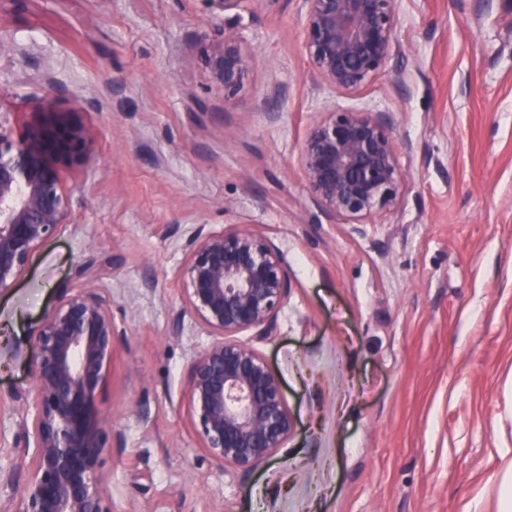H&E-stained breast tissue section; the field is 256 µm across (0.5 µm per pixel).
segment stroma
Listing matches in <instances>:
<instances>
[{
  "instance_id": "1",
  "label": "stroma",
  "mask_w": 512,
  "mask_h": 512,
  "mask_svg": "<svg viewBox=\"0 0 512 512\" xmlns=\"http://www.w3.org/2000/svg\"><path fill=\"white\" fill-rule=\"evenodd\" d=\"M401 51L350 94L316 82L297 0H247L254 51L225 100L201 0H0V109L46 94L97 137L64 172L71 221L0 293V394L29 387L31 328L91 268L123 334L97 403L111 512H499L512 450V0H400ZM395 112L397 208L346 224L298 155L327 108ZM244 224L292 288L267 337L295 430L250 475L218 468L188 409L211 340L179 293L197 225Z\"/></svg>"
}]
</instances>
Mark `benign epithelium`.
<instances>
[{"mask_svg": "<svg viewBox=\"0 0 512 512\" xmlns=\"http://www.w3.org/2000/svg\"><path fill=\"white\" fill-rule=\"evenodd\" d=\"M202 36L212 88L232 100L252 43L226 15L248 0H202ZM302 46L316 78L354 93L397 55L398 0H301ZM394 113L331 108L299 152L305 188L327 216L363 224L398 205L408 174L399 163ZM95 132L47 97L21 130L0 113V293L23 276L40 245L69 223L65 170L86 165ZM182 300L213 340L193 355L187 392L192 425L220 468L243 474L265 463L294 431L280 379L237 336H269L291 290L279 248L250 227L198 228L180 270ZM122 332L112 298L94 279L59 300L32 332L34 382L10 396L23 420L25 491L0 512H111L104 468L112 422L96 402Z\"/></svg>", "mask_w": 512, "mask_h": 512, "instance_id": "1", "label": "benign epithelium"}]
</instances>
